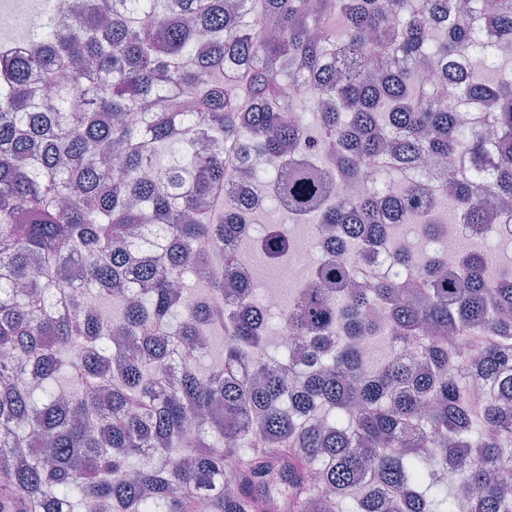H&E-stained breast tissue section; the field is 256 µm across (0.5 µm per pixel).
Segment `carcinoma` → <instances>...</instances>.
Instances as JSON below:
<instances>
[{
  "instance_id": "obj_1",
  "label": "carcinoma",
  "mask_w": 512,
  "mask_h": 512,
  "mask_svg": "<svg viewBox=\"0 0 512 512\" xmlns=\"http://www.w3.org/2000/svg\"><path fill=\"white\" fill-rule=\"evenodd\" d=\"M449 9L94 0L32 56L0 57V512H195L203 495L210 512H512V274L491 275L486 253L417 267L397 243L408 285L317 267L288 302L313 364L299 375L269 353L253 282L201 273L240 264L218 243L246 240L261 160L283 167L272 198L289 221L344 241L413 221L437 235L442 201L471 238L492 218L512 237V69L495 54L512 45V0ZM465 53L484 68L456 65ZM429 55L448 65L426 86ZM465 96L485 117L461 140L448 100ZM458 153L491 169L488 185L410 180L422 159ZM391 174L402 194L363 189ZM155 234L154 258L136 260L131 239ZM265 250L287 258L283 235ZM380 314L420 364L393 352L366 365L358 340ZM202 323L224 339L204 371L173 360L200 346Z\"/></svg>"
}]
</instances>
